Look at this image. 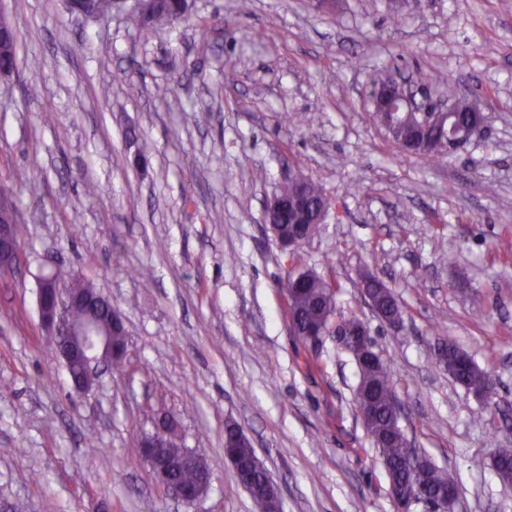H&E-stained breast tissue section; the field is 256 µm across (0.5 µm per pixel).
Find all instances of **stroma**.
<instances>
[{"label":"stroma","mask_w":512,"mask_h":512,"mask_svg":"<svg viewBox=\"0 0 512 512\" xmlns=\"http://www.w3.org/2000/svg\"><path fill=\"white\" fill-rule=\"evenodd\" d=\"M388 3L252 0L245 14L189 0L185 20L145 30L128 21L134 0L97 22L64 0H0L20 62L0 80V182L26 258L0 276V512H257L224 459L229 422L282 512H397L355 360L290 327L291 263L264 207L299 175L331 203L299 260L334 264L412 447L453 474L456 512H512L493 468L512 448V259L494 254L512 230V0H424L398 20ZM376 67L436 89L453 78L479 99L484 135L438 165L400 152L371 117ZM450 251L458 267L441 263ZM49 255L125 319L124 366L83 395L40 328ZM364 273L407 307L402 330L373 313ZM441 337L492 371L500 416L435 368ZM162 416L212 471L190 506L133 458Z\"/></svg>","instance_id":"35a3bbf8"}]
</instances>
